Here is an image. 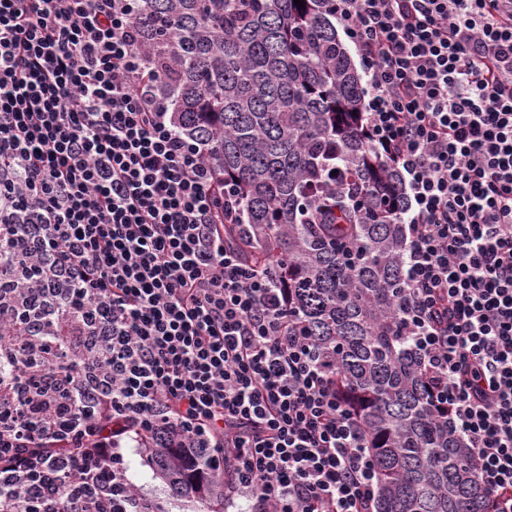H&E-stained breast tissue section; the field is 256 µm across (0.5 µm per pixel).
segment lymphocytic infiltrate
I'll list each match as a JSON object with an SVG mask.
<instances>
[{
  "label": "lymphocytic infiltrate",
  "instance_id": "f902f5d3",
  "mask_svg": "<svg viewBox=\"0 0 512 512\" xmlns=\"http://www.w3.org/2000/svg\"><path fill=\"white\" fill-rule=\"evenodd\" d=\"M137 0H0V491L134 512L130 448H203L247 512H374L366 431L243 261L156 96ZM402 180L400 324L512 512V0H333Z\"/></svg>",
  "mask_w": 512,
  "mask_h": 512
}]
</instances>
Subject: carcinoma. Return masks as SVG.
Returning <instances> with one entry per match:
<instances>
[{"instance_id":"obj_1","label":"carcinoma","mask_w":512,"mask_h":512,"mask_svg":"<svg viewBox=\"0 0 512 512\" xmlns=\"http://www.w3.org/2000/svg\"><path fill=\"white\" fill-rule=\"evenodd\" d=\"M136 20L160 102L238 193L235 246L293 291L368 430L377 512H494L401 333V181L361 132L365 87L331 0H138ZM331 168L336 183L314 187ZM142 465L171 497L224 512L215 461L150 448Z\"/></svg>"}]
</instances>
